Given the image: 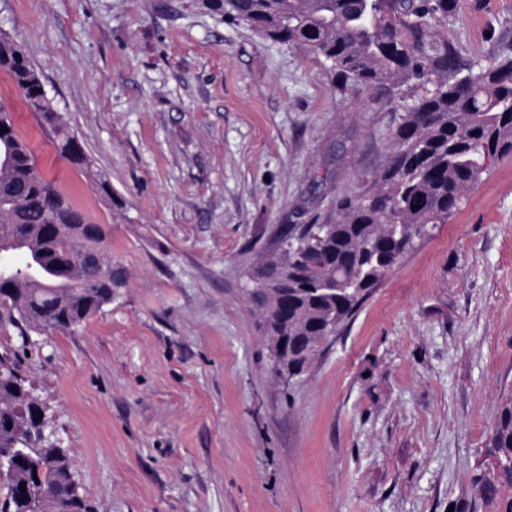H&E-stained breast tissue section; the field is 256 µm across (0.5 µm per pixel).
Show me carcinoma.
Masks as SVG:
<instances>
[{
	"label": "carcinoma",
	"instance_id": "cac0c4a2",
	"mask_svg": "<svg viewBox=\"0 0 512 512\" xmlns=\"http://www.w3.org/2000/svg\"><path fill=\"white\" fill-rule=\"evenodd\" d=\"M210 12L248 23L267 38L304 48L329 63L338 88L357 84H429L403 107L389 165L358 198L336 201L333 219L310 233L285 231L291 249L268 263L248 297L260 326L313 340L352 319L390 268L459 208L486 163L512 155V47L489 65L466 62L435 27L457 0H199ZM0 72L37 121L51 130L57 157L77 169L107 205L112 187L64 116L40 92L42 77L22 49L0 36ZM0 247L21 256L34 277L0 280V327L21 341L74 330L112 302L117 273L88 267L107 229L80 209L48 175L11 113L0 109ZM0 368V449L23 448L0 480V512H94L80 492L68 454L41 442L44 415L34 387L12 358ZM512 467V397L497 407L487 459ZM471 499L512 512V474H479Z\"/></svg>",
	"mask_w": 512,
	"mask_h": 512
}]
</instances>
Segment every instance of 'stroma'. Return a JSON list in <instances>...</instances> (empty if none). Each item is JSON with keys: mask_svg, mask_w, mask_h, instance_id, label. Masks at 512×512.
Listing matches in <instances>:
<instances>
[{"mask_svg": "<svg viewBox=\"0 0 512 512\" xmlns=\"http://www.w3.org/2000/svg\"><path fill=\"white\" fill-rule=\"evenodd\" d=\"M0 30L117 200L57 158L0 73V108L126 275L29 352L0 329L96 512H463L512 396V156L286 388L250 277L285 225L371 188L400 90L337 92L323 59L193 0H0ZM436 32L489 63L512 0H458Z\"/></svg>", "mask_w": 512, "mask_h": 512, "instance_id": "1", "label": "stroma"}]
</instances>
